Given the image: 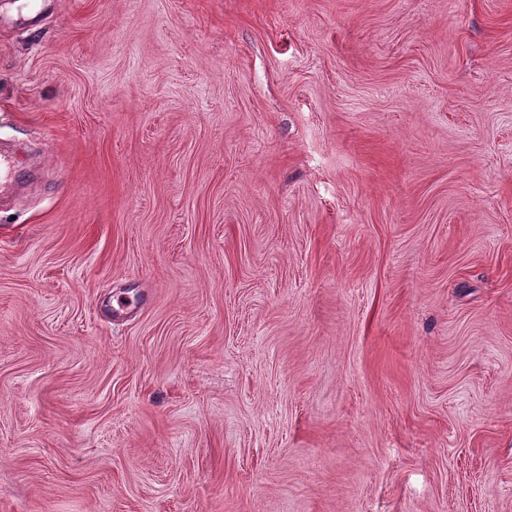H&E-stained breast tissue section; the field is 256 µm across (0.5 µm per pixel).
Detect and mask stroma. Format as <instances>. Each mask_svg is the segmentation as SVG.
<instances>
[{"label":"stroma","mask_w":512,"mask_h":512,"mask_svg":"<svg viewBox=\"0 0 512 512\" xmlns=\"http://www.w3.org/2000/svg\"><path fill=\"white\" fill-rule=\"evenodd\" d=\"M0 512H512V0H0ZM22 176L14 155L0 150V192L9 187Z\"/></svg>","instance_id":"stroma-1"}]
</instances>
